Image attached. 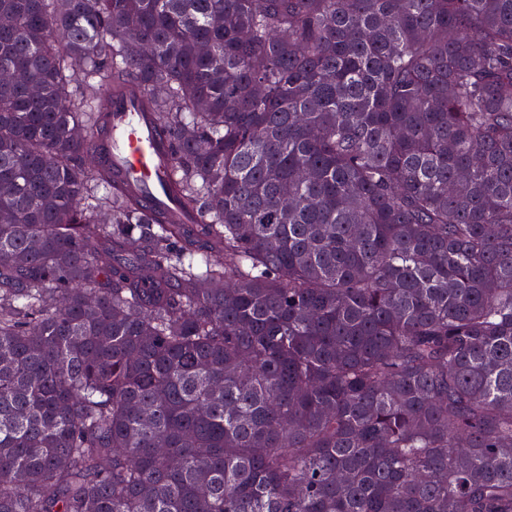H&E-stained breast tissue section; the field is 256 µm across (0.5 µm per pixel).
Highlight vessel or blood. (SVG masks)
I'll return each mask as SVG.
<instances>
[{"mask_svg":"<svg viewBox=\"0 0 512 512\" xmlns=\"http://www.w3.org/2000/svg\"><path fill=\"white\" fill-rule=\"evenodd\" d=\"M110 111V131L101 161L131 186L145 209L181 213L180 202L168 193L173 175L170 141L154 119L140 111L134 98L114 97Z\"/></svg>","mask_w":512,"mask_h":512,"instance_id":"1","label":"vessel or blood"}]
</instances>
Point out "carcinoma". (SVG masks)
Segmentation results:
<instances>
[{
  "instance_id": "1",
  "label": "carcinoma",
  "mask_w": 512,
  "mask_h": 512,
  "mask_svg": "<svg viewBox=\"0 0 512 512\" xmlns=\"http://www.w3.org/2000/svg\"><path fill=\"white\" fill-rule=\"evenodd\" d=\"M1 15L0 512H512V0ZM110 131L99 159L111 167L142 199L144 210L183 213L168 194L173 175V149L154 119L140 111L130 96H116L110 106Z\"/></svg>"
}]
</instances>
